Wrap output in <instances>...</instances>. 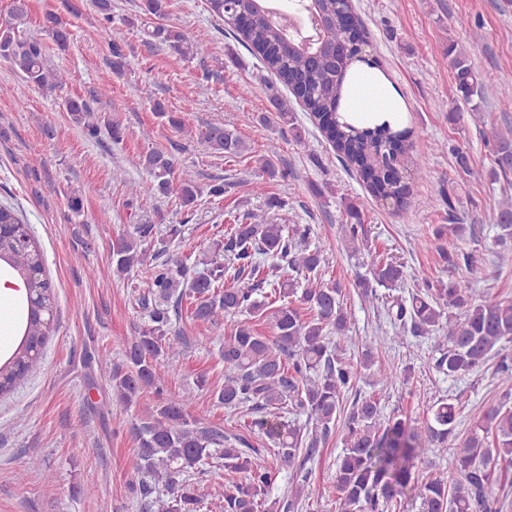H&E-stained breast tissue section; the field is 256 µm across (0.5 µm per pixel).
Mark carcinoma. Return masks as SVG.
Here are the masks:
<instances>
[{
  "instance_id": "cac0c4a2",
  "label": "carcinoma",
  "mask_w": 512,
  "mask_h": 512,
  "mask_svg": "<svg viewBox=\"0 0 512 512\" xmlns=\"http://www.w3.org/2000/svg\"><path fill=\"white\" fill-rule=\"evenodd\" d=\"M336 0H316L324 14V38L331 42L354 40L364 34L360 19L349 28L342 22ZM265 0H209L210 11L232 27L238 39L273 71L289 92L275 86L271 103L281 121L295 125L293 104L315 120L336 156L355 166L359 180L371 196L390 200L396 207L407 205L409 186L402 183L400 169L418 162L409 142L410 131L389 120L368 126L342 122L331 124V115L345 97L347 79L354 62L347 56L320 55L294 42L287 43L281 29L270 19ZM167 0H140L139 19L148 43L158 42L174 53L193 59L207 50L187 30L160 23ZM29 0H12L7 15L0 19V59L10 63L24 82L42 89H63L65 79L48 65L43 38L61 52L70 45L71 32L61 16L44 14L41 37L27 31ZM454 74L453 94L480 108L485 84L475 71L467 51L457 43L448 45ZM127 54L116 42L108 43V74H123ZM70 120L90 138L106 128L114 142L123 139L117 123L105 125L94 115L88 100H66ZM200 140L214 153L238 156L248 150L239 135L219 125H209ZM494 178L512 174V128L492 129ZM148 178L135 185L132 195L142 198H175L193 204L200 188L190 178L175 173V161L161 151L140 157ZM347 222L341 225L342 240L352 251L364 240L361 209L342 198ZM250 214L233 225L215 251L232 256L225 265L217 256L196 261L200 269L189 273L178 258L165 256V241L156 237L155 225L137 224L133 232L120 234L112 247V271L128 274L146 267L149 291L144 298L145 321L139 335L131 337L123 365L112 369L109 387L127 404L141 392L152 389L159 402L136 425L138 447L132 459L137 475L141 508L145 512H198L212 495L195 475L203 473L206 459L220 452L224 469L239 479L224 484V512H295L298 502L311 494L303 480L292 484L288 497L272 499L268 490L282 472L300 471L319 451L331 430L341 427L343 448L336 463L337 512H389L404 493L416 463L442 448L453 449L448 459L452 478H430L421 485L423 512H493L488 495L492 468L500 460L512 461V405L500 402L473 416V428L462 437L456 432L457 410L453 403L438 400L428 408L426 419L411 422L393 418L381 423L379 403L371 398L356 400L346 409L344 396L357 384V371L346 362L343 350L332 340L336 333L351 345L350 315L344 307L342 288L318 278L324 262L322 252L310 248L308 225L288 229L282 224H252ZM497 226L502 243L512 239V196L498 203ZM475 238L470 224L442 225L433 238ZM442 262L463 269L456 280L426 283L410 299L397 304L394 320L411 323L414 330L433 341L438 353L433 369L456 378L485 365L499 352L504 340H512V300L477 303L471 294V279L481 273L474 251L438 247ZM275 267L295 273L281 288L264 291L266 281L255 279L260 258ZM0 266L8 268L25 283L27 313L20 326V339L10 356L0 363V395L11 392L38 364L51 332L52 286L43 276V255L14 210L0 205ZM372 279L359 282L364 293L373 286L393 288L402 279L401 266L379 263ZM252 281L239 286L242 279ZM235 282L226 286V280ZM196 297L194 319L206 322L223 344L221 357L229 375L214 392L217 402L228 410L251 416L250 428L273 443L272 462L261 451L236 435L202 425L193 417L190 394H164V374L158 370L162 358L174 360L180 351L170 343L173 319L185 296ZM299 296L310 316L282 298ZM249 315L270 321L274 336H264L248 321H240L229 333L224 318ZM293 415L285 419L282 414ZM306 415L300 421V415ZM493 440H488V436Z\"/></svg>"
}]
</instances>
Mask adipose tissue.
<instances>
[{"label":"adipose tissue","mask_w":512,"mask_h":512,"mask_svg":"<svg viewBox=\"0 0 512 512\" xmlns=\"http://www.w3.org/2000/svg\"><path fill=\"white\" fill-rule=\"evenodd\" d=\"M355 71L356 77L349 95L340 107L343 120L353 122L376 117L393 118L399 106L384 81L377 79L367 66H356Z\"/></svg>","instance_id":"obj_1"}]
</instances>
